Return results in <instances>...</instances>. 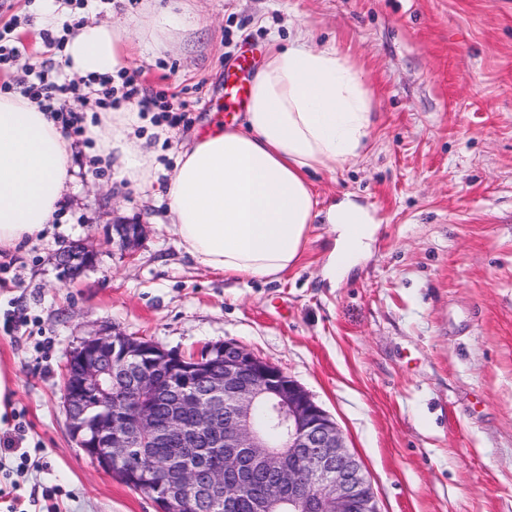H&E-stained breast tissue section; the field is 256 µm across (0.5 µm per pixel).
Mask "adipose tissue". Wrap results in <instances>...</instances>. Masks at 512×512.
<instances>
[{
	"label": "adipose tissue",
	"mask_w": 512,
	"mask_h": 512,
	"mask_svg": "<svg viewBox=\"0 0 512 512\" xmlns=\"http://www.w3.org/2000/svg\"><path fill=\"white\" fill-rule=\"evenodd\" d=\"M196 20L147 5L142 46L165 50ZM132 46L121 28L86 22L65 50L66 67L106 77L127 67ZM147 123L122 107L87 115L89 155L111 175L153 191L158 152L135 136ZM373 125L372 99L359 73L332 48L273 44L256 71L239 123L218 122L178 154L165 183L181 247L203 267L227 276L277 280L298 261L311 225H329L333 247L323 276L336 282L368 253L371 213L352 196L320 207L309 172L356 162ZM72 139L37 103L0 94V251L39 238L55 220L75 179Z\"/></svg>",
	"instance_id": "1"
}]
</instances>
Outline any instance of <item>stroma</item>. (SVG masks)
Segmentation results:
<instances>
[{
    "label": "stroma",
    "mask_w": 512,
    "mask_h": 512,
    "mask_svg": "<svg viewBox=\"0 0 512 512\" xmlns=\"http://www.w3.org/2000/svg\"><path fill=\"white\" fill-rule=\"evenodd\" d=\"M199 23L162 53L135 48L141 83L187 101L158 146L167 180L183 144L224 106V65L248 45L306 33L358 70L375 122L358 163L310 180L321 207L352 195L377 222L368 256L337 285L333 246L312 225L280 279L209 271L178 245L163 197L112 181L75 143V181L45 237L0 252V369L14 392L0 416V486L39 512H156L98 470L70 436L69 351L117 331L189 353L235 341L284 369L333 418L379 512H512V0H181ZM144 0H6L0 31L50 51L44 10L138 38ZM144 225L135 256L107 240ZM93 268L61 279L64 246Z\"/></svg>",
    "instance_id": "1"
}]
</instances>
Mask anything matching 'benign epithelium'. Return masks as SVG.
I'll use <instances>...</instances> for the list:
<instances>
[{"label": "benign epithelium", "mask_w": 512, "mask_h": 512, "mask_svg": "<svg viewBox=\"0 0 512 512\" xmlns=\"http://www.w3.org/2000/svg\"><path fill=\"white\" fill-rule=\"evenodd\" d=\"M112 232L132 255L145 227L120 223ZM94 262L82 244L56 253L68 280ZM62 394L76 446L97 468L146 488L157 512H237L244 498L250 512H313L315 491L327 492L324 512H379L336 422L282 368L234 341L187 355L121 332L90 335L70 352ZM144 441L172 452L133 467ZM254 467L267 476L255 497L246 477Z\"/></svg>", "instance_id": "1"}]
</instances>
